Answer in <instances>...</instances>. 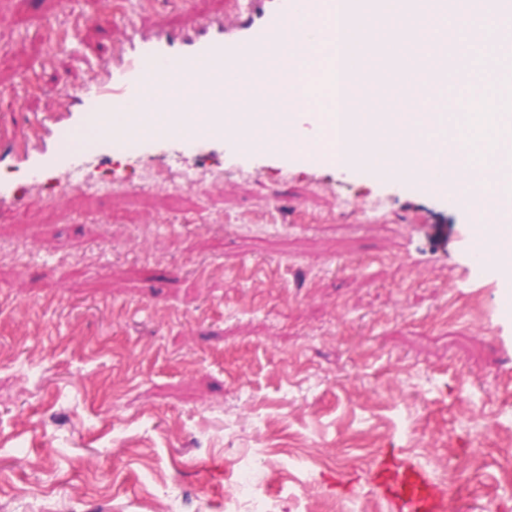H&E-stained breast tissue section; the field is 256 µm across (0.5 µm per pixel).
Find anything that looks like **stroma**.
<instances>
[{
  "label": "stroma",
  "mask_w": 512,
  "mask_h": 512,
  "mask_svg": "<svg viewBox=\"0 0 512 512\" xmlns=\"http://www.w3.org/2000/svg\"><path fill=\"white\" fill-rule=\"evenodd\" d=\"M65 22L0 0V121L75 94L123 35L87 24L44 64ZM255 148L252 173L217 144L116 152L0 208V512H225L242 476L248 512H391L393 454L512 512V285L472 261L458 173L428 194Z\"/></svg>",
  "instance_id": "1"
}]
</instances>
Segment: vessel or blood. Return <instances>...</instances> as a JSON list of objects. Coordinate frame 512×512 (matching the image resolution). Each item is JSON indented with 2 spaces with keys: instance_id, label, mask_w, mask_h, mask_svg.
I'll return each mask as SVG.
<instances>
[{
  "instance_id": "obj_1",
  "label": "vessel or blood",
  "mask_w": 512,
  "mask_h": 512,
  "mask_svg": "<svg viewBox=\"0 0 512 512\" xmlns=\"http://www.w3.org/2000/svg\"><path fill=\"white\" fill-rule=\"evenodd\" d=\"M228 4L237 18L234 25L194 18L180 32L151 35L141 31L135 11H122L118 19L126 36L113 44L110 62L92 67L93 79L87 86L35 119L25 136H17L12 128L0 129V140L10 143L13 159L30 171L32 186H41L44 173L73 166L82 157L116 151L144 156L172 143L189 153L221 143L232 158H252L248 129L234 136L213 122L198 130L176 129L157 101L164 95L193 97L204 88L223 86L240 96L246 73L258 70L274 73V83L265 85L262 94L280 104V88L294 78L285 50L327 36L323 22L330 0H228ZM300 13L311 17L309 32L289 33L290 21ZM286 34L291 37L287 43L282 40ZM414 61L425 76L403 85L402 91L422 106L446 79L448 54L441 47L425 49ZM112 110L135 113L140 132L120 134L105 126L104 115ZM274 159L284 169L320 161L318 155L292 145L276 149ZM381 478L390 491L393 512H447V494L421 467L401 460L384 469Z\"/></svg>"
}]
</instances>
